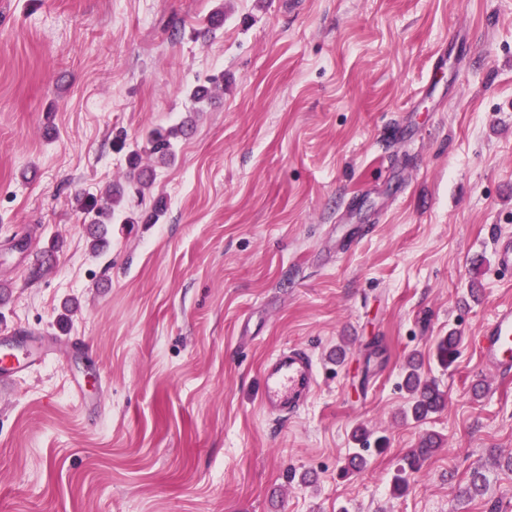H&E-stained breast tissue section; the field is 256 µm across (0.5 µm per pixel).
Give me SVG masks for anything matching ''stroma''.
<instances>
[{"instance_id":"obj_1","label":"stroma","mask_w":512,"mask_h":512,"mask_svg":"<svg viewBox=\"0 0 512 512\" xmlns=\"http://www.w3.org/2000/svg\"><path fill=\"white\" fill-rule=\"evenodd\" d=\"M187 118L161 164L148 132ZM134 151L152 184L93 254L79 203ZM503 236L512 0H0V329L58 354L0 392V512H512V376L474 342L512 306ZM289 346L318 388L271 415ZM412 357L447 397L423 421ZM263 374L261 405L268 414H297L318 385L314 360L298 347H288L272 355Z\"/></svg>"}]
</instances>
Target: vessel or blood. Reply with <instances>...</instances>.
Returning a JSON list of instances; mask_svg holds the SVG:
<instances>
[{
    "mask_svg": "<svg viewBox=\"0 0 512 512\" xmlns=\"http://www.w3.org/2000/svg\"><path fill=\"white\" fill-rule=\"evenodd\" d=\"M483 366L499 372L512 370V308L500 309L476 339ZM51 350L37 338L17 332L0 335V388L11 386L31 363L48 359ZM261 405L265 412L295 415L318 385L314 360L304 349L288 347L272 355L263 369Z\"/></svg>",
    "mask_w": 512,
    "mask_h": 512,
    "instance_id": "1",
    "label": "vessel or blood"
}]
</instances>
